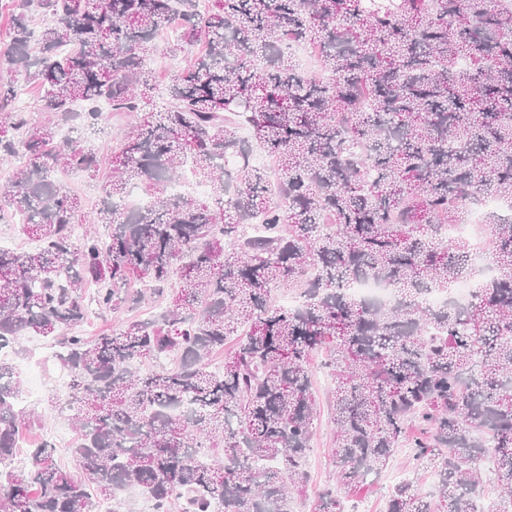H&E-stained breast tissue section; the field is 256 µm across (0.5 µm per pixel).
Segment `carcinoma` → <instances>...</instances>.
<instances>
[{"label":"carcinoma","mask_w":512,"mask_h":512,"mask_svg":"<svg viewBox=\"0 0 512 512\" xmlns=\"http://www.w3.org/2000/svg\"><path fill=\"white\" fill-rule=\"evenodd\" d=\"M0 0V217L38 247L0 248V347L53 337L70 378L72 452L45 437L13 466L20 430L15 365L0 358V512H96L139 488L154 512H283L309 482L321 416L310 356L330 354L336 483L313 512H346L399 448L434 468V493L408 478L386 512H478L491 473L512 512V219L484 215L496 276L469 303L428 296L477 275L450 241L485 196L512 198V10L496 0ZM52 17L32 45L33 11ZM179 11L171 56L200 46L145 111L153 42ZM318 53L303 72L287 36ZM43 92L55 120L13 103L14 78ZM134 116L89 215L58 175H99L59 140L94 128L101 105ZM271 158L275 179L252 163ZM211 199L168 193L185 170ZM136 214L117 202L131 186ZM83 225V234L74 228ZM105 225V232L90 229ZM374 279L382 305L349 291ZM95 283V292L85 287ZM170 293L154 320L92 338V308L129 312ZM276 291L301 303H275ZM223 366L210 370L215 354ZM152 366L148 372L144 365Z\"/></svg>","instance_id":"cac0c4a2"}]
</instances>
